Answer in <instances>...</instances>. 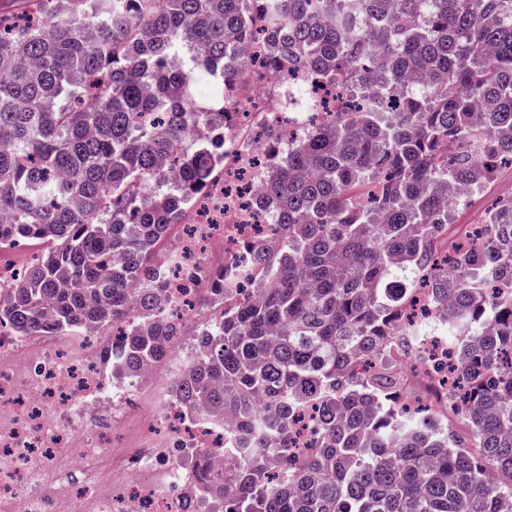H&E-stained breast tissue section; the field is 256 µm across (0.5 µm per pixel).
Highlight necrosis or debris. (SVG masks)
Returning a JSON list of instances; mask_svg holds the SVG:
<instances>
[{
	"label": "necrosis or debris",
	"instance_id": "1",
	"mask_svg": "<svg viewBox=\"0 0 512 512\" xmlns=\"http://www.w3.org/2000/svg\"><path fill=\"white\" fill-rule=\"evenodd\" d=\"M265 86V80H254L238 94L236 111H254L296 130L298 122L284 105L262 102ZM252 137V126L240 123L238 144L226 151L223 178L201 199L178 246L187 259L186 276L167 278L166 306L185 309L186 289L206 287L201 258L214 236L223 238L228 257L252 238L256 217L245 199L253 194L247 177L253 158L241 148ZM415 309L431 327L419 346L420 361L397 352L391 358L412 378L407 402L436 405L439 378L431 363L446 345L426 299H418ZM97 362L98 349L87 340L0 336V512H181L192 472L175 464L179 448L140 451L113 465L105 446L132 386L104 374Z\"/></svg>",
	"mask_w": 512,
	"mask_h": 512
}]
</instances>
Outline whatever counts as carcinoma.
Segmentation results:
<instances>
[{"instance_id":"obj_1","label":"carcinoma","mask_w":512,"mask_h":512,"mask_svg":"<svg viewBox=\"0 0 512 512\" xmlns=\"http://www.w3.org/2000/svg\"><path fill=\"white\" fill-rule=\"evenodd\" d=\"M267 25L271 78L307 128L264 127L257 205L275 233L211 271L217 308L171 387L172 406L224 435L198 448L194 499L224 512H512V199L486 223L476 194L512 164V0H36L0 18V250L38 256L0 288L15 336L106 341L137 379L168 358L157 248L223 172L226 106L252 81ZM351 89L313 111L292 76ZM439 307L432 364L463 439L401 408L391 351L416 348L410 302Z\"/></svg>"}]
</instances>
